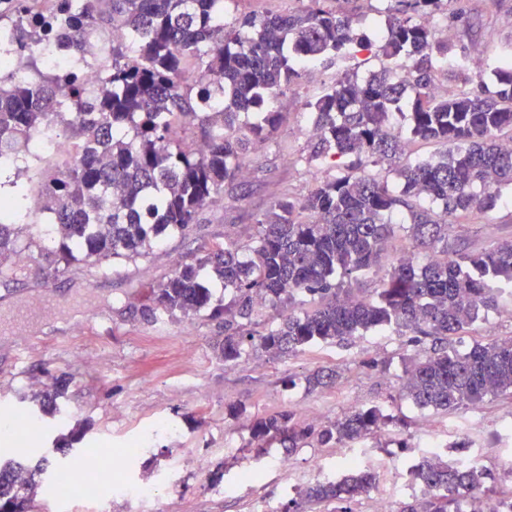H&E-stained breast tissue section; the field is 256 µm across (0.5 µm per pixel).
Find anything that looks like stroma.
<instances>
[{
    "label": "stroma",
    "mask_w": 512,
    "mask_h": 512,
    "mask_svg": "<svg viewBox=\"0 0 512 512\" xmlns=\"http://www.w3.org/2000/svg\"><path fill=\"white\" fill-rule=\"evenodd\" d=\"M453 12L439 16L448 26L452 55L495 66L512 46V0H454ZM378 60L312 68L309 77L286 90L276 107L282 124L274 138L248 155L244 184L224 192L199 216L190 236L166 239L149 254L98 264L56 268L37 247L16 262V279L0 286V316L27 308L31 319L21 335L0 334V409L44 420L32 448L48 455L55 438L83 427V447L121 453L139 441V457L125 464L120 478L133 482L178 484L176 499L120 493L103 497L87 483L78 499L56 496L41 487L33 512H256L264 502L283 512L298 489L314 484L317 474L341 478L350 455L387 454L396 464L384 482L398 503L421 498L422 485L407 486L408 470L432 446L466 442L483 452L481 467L491 473L500 495L512 494V476L498 465L512 450V393L451 411L422 409L399 393L411 358L429 351L430 342L414 341L392 329L372 330L345 342H321L296 355L274 358L250 352L237 362L222 355L224 321L208 312L144 321L139 310L148 289L165 280L175 261H191L197 249L223 245L227 239L248 244L255 219L280 193L306 196L316 180L334 178L332 166L313 170L305 163L312 144L307 103L338 74L366 77ZM398 231L389 242L378 271L355 282V293L374 294L392 262L410 251L409 218H390ZM448 243L456 250H480L512 238V189L502 188L495 208L478 216L450 220ZM512 336V318L502 310L481 312L478 320L448 345L469 350L488 335ZM339 374L335 384L308 390L305 378L318 369ZM67 386L59 413L42 414L36 394ZM379 406L394 421L385 432L350 444L323 445L311 440L291 456L278 441L252 436L254 420L283 411L297 422L323 425L355 410ZM209 462L205 475L196 459Z\"/></svg>",
    "instance_id": "1"
}]
</instances>
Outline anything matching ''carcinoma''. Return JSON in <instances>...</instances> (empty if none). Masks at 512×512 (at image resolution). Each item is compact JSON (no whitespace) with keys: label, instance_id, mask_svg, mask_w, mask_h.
<instances>
[{"label":"carcinoma","instance_id":"cac0c4a2","mask_svg":"<svg viewBox=\"0 0 512 512\" xmlns=\"http://www.w3.org/2000/svg\"><path fill=\"white\" fill-rule=\"evenodd\" d=\"M9 25H0V58L26 56L24 70L0 66V171L29 164L18 145L40 134L42 150L58 145L56 124L73 130L74 151L54 166L51 183L39 184L35 224L15 223L16 202L0 206V278L24 238L42 244L56 262L99 263L148 254L167 237L194 230L201 212L238 181L250 147L274 137L281 113L270 103L297 84L305 68L360 55L385 59L364 80L344 72L307 102L315 116L310 165L347 160L342 172L319 182L304 198L284 195L256 221L253 245L224 246L179 263L150 288L141 314L148 322L203 310L224 318V362L247 348L288 357L305 347L345 341L368 330L395 327L434 348L406 367L400 396L420 408L446 410L512 392V336L492 337L459 353L446 337L468 329L484 308L512 304V240L478 251L448 252V218L492 209L501 188L512 187V54L492 69L480 90L434 94L435 74L448 56V41L435 37L428 20L448 11L447 0H386V35L376 45L356 32V15L338 14L325 0L288 14L269 12L239 25L224 21L234 0H61L50 22L30 13L31 0H16ZM53 31L71 51L72 70L44 72L32 52L33 31ZM119 28L102 81L82 78L89 38ZM407 69L406 83L394 76ZM448 80L467 85L466 64L448 66ZM409 110L411 139L445 150L431 160L402 164L403 136L392 117ZM388 162L394 187L365 173ZM395 210L410 215L414 251L391 266L376 296L364 299L344 287L379 264L395 225ZM430 253L421 266L416 251ZM230 292L213 303L209 285ZM317 295L319 307L291 313L256 330V298L275 308L295 292ZM338 373L314 372L309 389L335 383ZM391 422L379 407L353 411L316 430L292 422L288 412L255 422L253 435L269 437L292 453L316 437L323 445L347 444L381 433ZM48 458L25 448L0 462V512H32ZM424 497L400 512H471L494 495L489 474L445 460L413 468ZM373 474L353 471L301 491L285 512H314L336 502L334 512L370 493Z\"/></svg>","mask_w":512,"mask_h":512}]
</instances>
